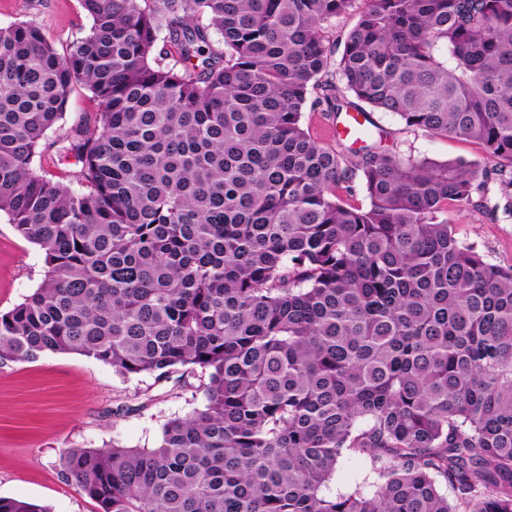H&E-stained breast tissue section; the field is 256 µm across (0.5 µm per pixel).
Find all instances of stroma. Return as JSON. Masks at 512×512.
I'll return each mask as SVG.
<instances>
[{
  "instance_id": "35a3bbf8",
  "label": "stroma",
  "mask_w": 512,
  "mask_h": 512,
  "mask_svg": "<svg viewBox=\"0 0 512 512\" xmlns=\"http://www.w3.org/2000/svg\"><path fill=\"white\" fill-rule=\"evenodd\" d=\"M33 21L65 45L90 25L78 0H0V27ZM379 150L438 161L478 160V146L409 128L386 112L372 113ZM458 238L485 261L512 265V221L474 209L449 212ZM44 258L0 215V311L23 302L40 285ZM170 379L124 377L111 366L76 354L49 353L34 362L0 365V497L48 506L51 512H94L95 505L66 484L59 454L71 446H157L163 424L196 407ZM375 476L360 456L342 458L329 483L332 494L371 492Z\"/></svg>"
}]
</instances>
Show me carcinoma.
I'll return each mask as SVG.
<instances>
[{
	"label": "carcinoma",
	"instance_id": "cac0c4a2",
	"mask_svg": "<svg viewBox=\"0 0 512 512\" xmlns=\"http://www.w3.org/2000/svg\"><path fill=\"white\" fill-rule=\"evenodd\" d=\"M79 4L61 51L0 27V214L46 267L0 311V364L78 354L192 377L202 403L155 448L63 449L62 480L100 512H512V266L448 221L496 211L493 180L512 217V0ZM78 88L97 111L50 143L66 183L34 161ZM308 103L495 164L379 153L369 129L344 156ZM358 174L365 208L343 204ZM349 455L373 494L324 492Z\"/></svg>",
	"mask_w": 512,
	"mask_h": 512
}]
</instances>
